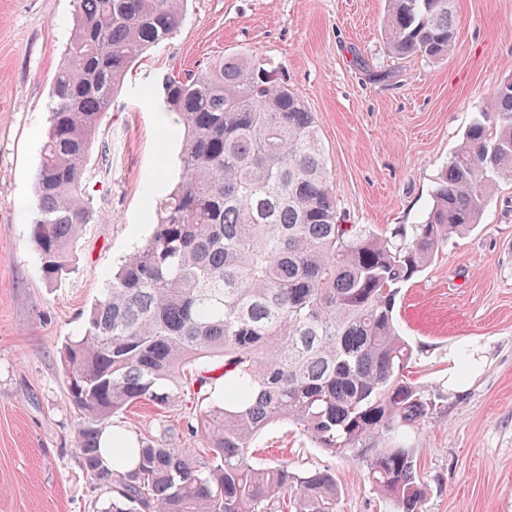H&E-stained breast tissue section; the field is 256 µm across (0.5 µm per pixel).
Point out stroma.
Here are the masks:
<instances>
[{
	"instance_id": "obj_1",
	"label": "stroma",
	"mask_w": 512,
	"mask_h": 512,
	"mask_svg": "<svg viewBox=\"0 0 512 512\" xmlns=\"http://www.w3.org/2000/svg\"><path fill=\"white\" fill-rule=\"evenodd\" d=\"M385 0H188L171 38L140 56L101 123L84 190L98 214L71 269L48 283L30 224L53 79L75 24L73 0H0V512H103L75 445L59 349L118 261L152 233L144 198L178 174L181 137L156 90L163 76L244 51L268 63L320 128L337 211L381 230L419 223L465 128L512 75V0H456L447 59L401 60L381 32ZM396 317L413 345L412 377L435 400L416 435L424 512H512V179L480 224L401 290ZM191 395L137 406L109 425L138 441L200 447ZM258 461L329 469L337 512H394L363 469L279 424Z\"/></svg>"
}]
</instances>
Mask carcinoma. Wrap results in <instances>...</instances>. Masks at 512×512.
I'll list each match as a JSON object with an SVG mask.
<instances>
[{"instance_id":"cac0c4a2","label":"carcinoma","mask_w":512,"mask_h":512,"mask_svg":"<svg viewBox=\"0 0 512 512\" xmlns=\"http://www.w3.org/2000/svg\"><path fill=\"white\" fill-rule=\"evenodd\" d=\"M74 2L29 209L50 281L70 271L95 220L83 181L103 115L137 56L179 28L186 0ZM385 2L392 54L448 57L454 0ZM159 93L182 133L179 180L153 198L152 234L62 348L81 466L112 494L107 512H273L287 492L294 512H336L330 470L254 461L253 440L278 423L362 467L395 512H423L409 439L435 403L407 377L396 297L512 177V76L484 106L493 124L465 131L424 220L384 232L339 223L313 113L260 60L227 54L168 75ZM195 387L202 447L125 448L136 454L128 470L102 455L112 416L167 408Z\"/></svg>"}]
</instances>
